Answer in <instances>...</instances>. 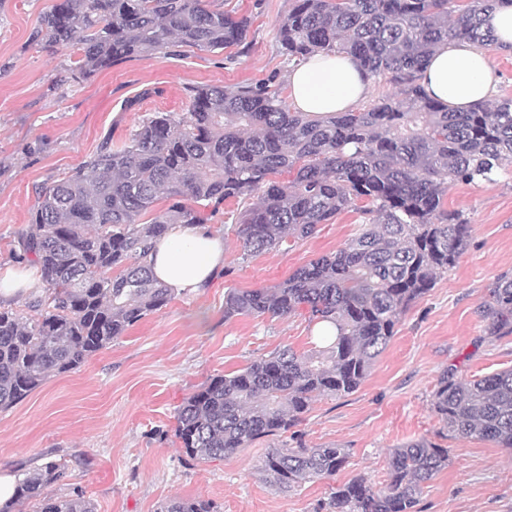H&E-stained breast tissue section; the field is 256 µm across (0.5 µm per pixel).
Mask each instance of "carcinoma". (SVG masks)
<instances>
[{
  "label": "carcinoma",
  "instance_id": "cac0c4a2",
  "mask_svg": "<svg viewBox=\"0 0 512 512\" xmlns=\"http://www.w3.org/2000/svg\"><path fill=\"white\" fill-rule=\"evenodd\" d=\"M214 0H56L35 41L69 52L70 71L89 80L117 62L171 46L218 53L240 46L248 20ZM496 0H294L278 22L281 52L296 61L320 51L352 56L380 96L359 111L311 117L267 85L200 84L186 112H154L117 144L105 136L82 165L38 188L20 255L39 267L48 295L37 317L0 311V410L50 375L80 368L94 353L173 294L145 260L174 224H206L227 203L241 206L237 235L249 256L311 236L346 210L367 216L334 253L296 269L274 288L229 289L224 319L290 316L336 330L306 352L284 348L210 378L184 402L175 436L193 461L208 462L291 432L294 448H272L261 470L282 490L329 479L348 449L308 448L296 427L320 396L356 391L411 306L466 251L470 225L448 209V185L490 182L512 164V98L461 111L428 97L422 70L442 45L493 43L484 15ZM288 173L286 183L277 177ZM172 204L156 211L162 199ZM480 315L494 338L512 335V277L488 288ZM431 410L448 435L512 449V368L467 380L446 368ZM448 465V449L417 439L392 450L386 483L336 487L321 512H417L426 482ZM68 461L22 480L9 512H95L82 496L45 490L66 480ZM160 512H217L204 499L175 498Z\"/></svg>",
  "mask_w": 512,
  "mask_h": 512
}]
</instances>
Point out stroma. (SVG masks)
<instances>
[{"mask_svg": "<svg viewBox=\"0 0 512 512\" xmlns=\"http://www.w3.org/2000/svg\"><path fill=\"white\" fill-rule=\"evenodd\" d=\"M55 0H0V273L16 267L15 245L30 220L36 190L82 165L104 135L123 142L157 111H188L199 84H269L288 98L290 63L277 24L293 0H217L225 14L249 18L243 46L220 53L173 47L116 63L89 80L71 79L66 53L33 43ZM449 209L471 226L455 267L402 317L385 351L353 393L322 396L299 429L307 446L350 452L335 477L283 491L266 478L271 436L213 462L189 460L174 435L182 402L215 375L289 346L317 344L305 313L282 318L224 317L229 289L270 288L297 268L343 247L363 216L346 211L310 237L252 257L242 255L232 205L210 227L224 237L225 274L201 292L177 296L77 370L54 374L16 406L0 411V473L26 474L66 459L67 486L95 512H158L173 498L211 501L218 512H314L331 487L357 477L387 478L392 448L425 438L448 450V464L424 486L419 512H512V451L450 437L430 409L440 373L465 379L512 367V336L490 337L478 307L490 285L512 277V166L494 182L454 184Z\"/></svg>", "mask_w": 512, "mask_h": 512, "instance_id": "obj_1", "label": "stroma"}]
</instances>
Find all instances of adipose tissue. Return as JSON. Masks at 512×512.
I'll use <instances>...</instances> for the list:
<instances>
[{
  "instance_id": "ef3b65f1",
  "label": "adipose tissue",
  "mask_w": 512,
  "mask_h": 512,
  "mask_svg": "<svg viewBox=\"0 0 512 512\" xmlns=\"http://www.w3.org/2000/svg\"><path fill=\"white\" fill-rule=\"evenodd\" d=\"M499 80L486 54L469 43L439 47L425 68L421 83L427 94L464 109L489 101ZM370 85L350 58L318 53L292 67L290 96L297 110L312 116L350 109ZM148 261L154 276L175 295L207 287L224 266V241L203 224H178L155 242Z\"/></svg>"
}]
</instances>
